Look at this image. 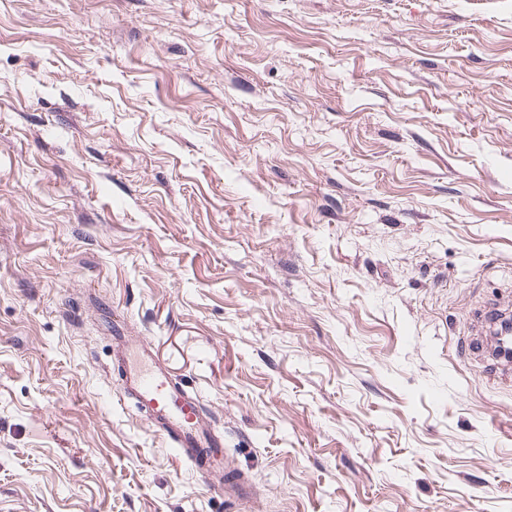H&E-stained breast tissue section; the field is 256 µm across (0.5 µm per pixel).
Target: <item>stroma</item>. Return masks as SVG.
<instances>
[{"mask_svg":"<svg viewBox=\"0 0 512 512\" xmlns=\"http://www.w3.org/2000/svg\"><path fill=\"white\" fill-rule=\"evenodd\" d=\"M512 0H0V512H512ZM156 342L253 475L126 397ZM111 365L124 392L154 432L175 448L204 479L224 477L218 491L228 503L249 502L257 492L251 475L224 463V434L197 396L171 376L167 362L147 338L112 336Z\"/></svg>","mask_w":512,"mask_h":512,"instance_id":"35a3bbf8","label":"stroma"}]
</instances>
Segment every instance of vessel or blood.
<instances>
[{
    "instance_id": "b4317fda",
    "label": "vessel or blood",
    "mask_w": 512,
    "mask_h": 512,
    "mask_svg": "<svg viewBox=\"0 0 512 512\" xmlns=\"http://www.w3.org/2000/svg\"><path fill=\"white\" fill-rule=\"evenodd\" d=\"M111 363L124 392L154 432L202 478L222 477L225 502L245 503L257 492L255 479L224 462V435L207 417L197 396L174 379L167 362L148 339L116 336Z\"/></svg>"
}]
</instances>
